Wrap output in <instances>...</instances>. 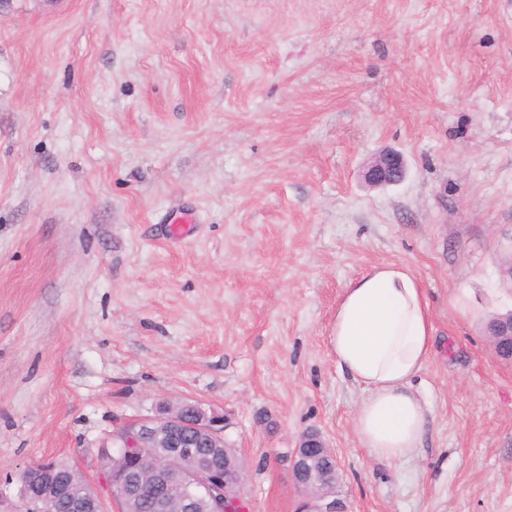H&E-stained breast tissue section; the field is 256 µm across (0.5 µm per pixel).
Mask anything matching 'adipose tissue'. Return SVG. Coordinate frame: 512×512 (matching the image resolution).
Returning <instances> with one entry per match:
<instances>
[{
    "instance_id": "1",
    "label": "adipose tissue",
    "mask_w": 512,
    "mask_h": 512,
    "mask_svg": "<svg viewBox=\"0 0 512 512\" xmlns=\"http://www.w3.org/2000/svg\"><path fill=\"white\" fill-rule=\"evenodd\" d=\"M434 342L430 304L408 269L374 266L343 289L329 344L339 368L365 393L354 427L374 458L401 461L420 448L429 408L414 381Z\"/></svg>"
}]
</instances>
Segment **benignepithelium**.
Here are the masks:
<instances>
[{
    "label": "benign epithelium",
    "mask_w": 512,
    "mask_h": 512,
    "mask_svg": "<svg viewBox=\"0 0 512 512\" xmlns=\"http://www.w3.org/2000/svg\"><path fill=\"white\" fill-rule=\"evenodd\" d=\"M404 174L402 156L387 150L370 161L364 179L376 187L398 183ZM488 333L491 340L512 346V312L495 317ZM224 429V414L198 403L163 410L116 435L118 446L111 457L122 484L120 494H115L106 474L100 486L85 478L76 490L48 460L22 472L27 483L16 499L0 489V512H56L61 500L67 512H125L126 500H145L151 512H192L200 499L209 512H246L242 467L235 453L224 448ZM138 448L153 449L155 460L145 462ZM290 470L295 485L322 502L316 512H343L335 495L336 457L319 433L299 436Z\"/></svg>",
    "instance_id": "7a95c632"
}]
</instances>
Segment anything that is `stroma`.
Wrapping results in <instances>:
<instances>
[{"label":"stroma","instance_id":"35a3bbf8","mask_svg":"<svg viewBox=\"0 0 512 512\" xmlns=\"http://www.w3.org/2000/svg\"><path fill=\"white\" fill-rule=\"evenodd\" d=\"M399 152L400 183L362 178ZM406 266L436 352L421 448H361L330 326ZM512 0H12L0 12V486L90 480L160 404L222 410L249 512H512ZM488 333L491 340L504 346H512V312L500 314L488 325ZM294 448L290 470L295 485L306 495L323 502L314 512H344L336 499L337 462L318 432H304Z\"/></svg>","mask_w":512,"mask_h":512}]
</instances>
